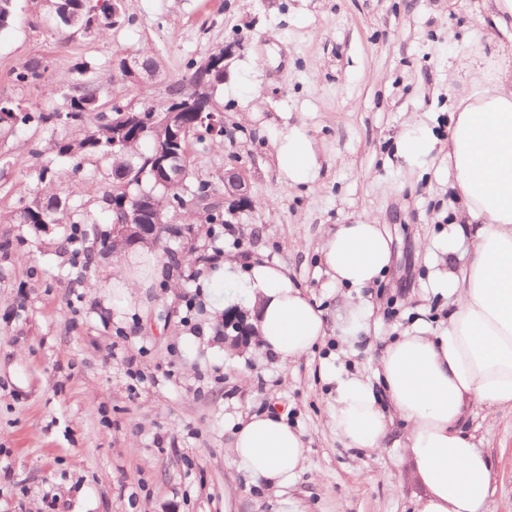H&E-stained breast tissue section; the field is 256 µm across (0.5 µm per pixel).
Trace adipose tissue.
I'll return each mask as SVG.
<instances>
[{
	"label": "adipose tissue",
	"mask_w": 512,
	"mask_h": 512,
	"mask_svg": "<svg viewBox=\"0 0 512 512\" xmlns=\"http://www.w3.org/2000/svg\"><path fill=\"white\" fill-rule=\"evenodd\" d=\"M473 78L452 105L448 136L451 189L460 204L448 255L469 242L470 258L437 271L432 287L451 301L439 332L417 325L386 345L376 381L336 376L330 420L352 448L385 447L402 421L406 448L425 494L417 512H483L488 462L462 425L473 404L512 407V63L497 52L473 53ZM289 184L317 176L318 153L303 126L275 143ZM333 283L372 286L392 261L381 224H340L322 245ZM243 294L257 306L260 347L283 362L307 354L326 334L321 310L281 266L252 262ZM228 452L257 483L286 488L305 460L299 432L284 416L263 413L239 424Z\"/></svg>",
	"instance_id": "1"
}]
</instances>
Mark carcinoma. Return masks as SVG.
Segmentation results:
<instances>
[{"label": "carcinoma", "instance_id": "1", "mask_svg": "<svg viewBox=\"0 0 512 512\" xmlns=\"http://www.w3.org/2000/svg\"><path fill=\"white\" fill-rule=\"evenodd\" d=\"M56 17L62 26L60 33H65L68 20L72 19L84 29L94 28L104 32L112 28V0H104L98 11L94 12L85 0H53ZM76 76L71 82L73 94L69 97L66 113L56 110L33 113L19 106L11 107L8 112V126L27 125L33 121L52 126L61 117L73 124L83 126L82 137L55 143L56 156L74 161L73 170H78V160L84 156L103 154L113 157L116 163L114 173H122L121 180L112 181V186L105 194V200L112 201V196L124 198L131 196L130 207H135L143 200L150 203L155 223L159 225L157 239H141L137 245L159 246L167 226V201L179 202L183 199L196 201L207 213L210 224L224 223L221 205L214 199V193L208 183L188 179L181 183H165L158 178V155L168 146L167 133L139 129L136 137L124 136L116 146L112 145L115 136L136 119L134 112H114L100 109L95 102L97 87L83 79L86 67L75 68ZM45 70L38 66H23L12 72V79L18 85L35 84L44 79ZM224 80V72L203 73V68L190 65L189 72L177 79L171 89L173 105L184 108L179 114L181 124L186 131L181 135L178 154L170 161L177 169L189 172V140L193 137L205 140L201 134L203 128L195 123L194 113L187 108L188 101L204 102L211 98V90ZM150 138L151 148L146 154L138 152L140 142ZM15 220L19 224H61L74 223L73 214L68 203L58 204V197H34L20 208Z\"/></svg>", "mask_w": 512, "mask_h": 512}]
</instances>
